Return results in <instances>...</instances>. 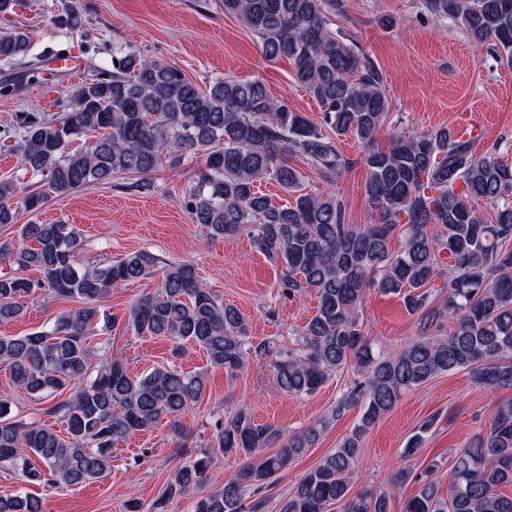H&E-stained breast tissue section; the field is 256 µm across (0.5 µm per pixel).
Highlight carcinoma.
Instances as JSON below:
<instances>
[{"instance_id":"cac0c4a2","label":"carcinoma","mask_w":512,"mask_h":512,"mask_svg":"<svg viewBox=\"0 0 512 512\" xmlns=\"http://www.w3.org/2000/svg\"><path fill=\"white\" fill-rule=\"evenodd\" d=\"M260 41L269 60L284 58L295 81L315 99L323 124L270 96L258 79L215 81L204 91L176 66L121 50L112 69H98L50 118L23 120L22 162L43 177L45 189L22 199L39 212L48 197L112 183L130 174L129 190L149 193L150 175L203 154L188 207L200 237H233L250 230L256 248L281 264L280 285L290 296L315 290V314L303 327L298 349L253 344L241 313L202 288L188 262H164L146 249L106 265L82 267L80 239L68 224L20 225L18 240L0 241V322L19 317L37 289L70 298L80 307L55 319L51 329L0 336V365L15 386L46 398L68 392L52 406L66 424V437L50 427L11 415L12 398L0 395V467L29 483L49 475L65 486L95 482L112 467L114 443L164 419L186 436L182 417L201 397L206 378L159 364L130 374L116 353L90 376L86 345L101 318L99 303L112 287L159 272L157 292L134 302L125 327L141 335L190 342L210 363L234 377L250 361L274 355L277 387L287 395H310L329 378L355 365L360 379L328 414L301 431L255 421L238 405L225 416L214 444L246 462L224 487L201 495L196 512H264L267 500L244 506L246 494L273 485L277 475L315 445L348 408L365 407L361 424L307 472L278 502L279 512H389V492L351 494V477L363 433L408 390L430 379L467 369L473 381L512 388V164L498 154L476 156L473 140L442 126L425 135H395L384 150L369 148L389 108L385 77L331 27L335 0H222ZM431 15L453 19L479 44L512 63V0H425ZM0 57L31 67L27 33L0 35ZM350 134L364 146L365 193L378 224L345 223L342 204L327 192L298 193L301 172L289 159L302 155L325 178H338L346 161L331 133ZM82 145L70 151L76 142ZM276 181L294 203L275 206L254 190ZM16 193L0 182V224H13ZM490 204L494 221L476 212ZM438 227L434 237L425 227ZM404 236L391 251L392 235ZM10 271L4 272V265ZM42 274L31 280L21 271ZM443 278L439 300L433 284ZM377 288L401 296L416 315L419 336L400 351L375 356L363 329L365 293ZM264 448L269 452L252 458ZM208 452L174 470L148 509L138 502L126 512H164L167 501L207 482ZM437 465L415 477L419 489L405 512H512V400L500 404L488 430L452 459V479L441 492L431 478ZM0 512H44L30 494L0 496Z\"/></svg>"}]
</instances>
